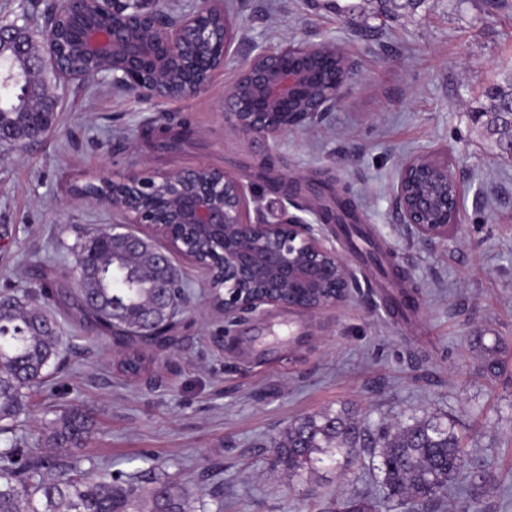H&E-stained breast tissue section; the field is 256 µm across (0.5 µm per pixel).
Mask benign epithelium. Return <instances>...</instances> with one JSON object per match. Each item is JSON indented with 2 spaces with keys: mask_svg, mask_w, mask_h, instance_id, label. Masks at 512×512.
<instances>
[{
  "mask_svg": "<svg viewBox=\"0 0 512 512\" xmlns=\"http://www.w3.org/2000/svg\"><path fill=\"white\" fill-rule=\"evenodd\" d=\"M74 0H60L73 24L72 48L91 62L112 61V69L88 72L63 69L67 80L104 78L149 102L183 99L205 90L214 73L224 68L236 36V23L220 0H200L191 14L173 22L144 7L141 0H84L86 9L72 13ZM352 77L344 52L332 42L286 44L260 52L242 64L224 103L225 123L246 137L276 139L296 128L311 126L340 100ZM112 193L91 196L111 207L123 223L137 224L138 233L123 239L125 248L141 250L153 236L167 247L155 253L164 273L160 287L172 276L171 255L181 254L205 273L207 293L224 290V320L269 306L316 315L341 306L354 287L355 273L345 257L323 235V213L306 209L309 217L283 212L274 221L251 219L252 185L239 175L208 166L118 178ZM162 189L167 219L151 221L122 188ZM401 222L425 241H444L457 227L460 196L455 171L436 152L405 160L394 187ZM180 226L208 231L222 256L215 267L207 256L175 240Z\"/></svg>",
  "mask_w": 512,
  "mask_h": 512,
  "instance_id": "benign-epithelium-1",
  "label": "benign epithelium"
}]
</instances>
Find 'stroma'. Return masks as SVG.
<instances>
[{
  "label": "stroma",
  "instance_id": "35a3bbf8",
  "mask_svg": "<svg viewBox=\"0 0 512 512\" xmlns=\"http://www.w3.org/2000/svg\"><path fill=\"white\" fill-rule=\"evenodd\" d=\"M238 26L236 52L205 91L143 102L109 81L48 78L58 101L52 129L23 146L0 144V294L38 291L51 277L70 345L50 383L30 398L18 435L39 433L62 410L93 421L83 456L145 483L154 463L206 502L207 512H338L374 505L376 470L320 465L291 477L271 470L272 439L295 421L347 409L371 425L430 413L455 425L472 453L442 512H512V164L474 121L485 89L512 62V0H223ZM57 0H0V26L37 33ZM331 41L352 78L321 122L273 144L231 132L224 100L241 64L288 42ZM185 127L179 150L145 141L150 122ZM432 150L463 190L461 222L428 242L402 224L393 196L400 164ZM308 180L296 206L356 197L372 256L340 225L323 234L358 286L339 308L312 316L282 307L227 324L204 291L203 271L172 261L191 293L167 346H144L147 368L121 373L117 346L94 341L72 318L71 246L119 212L84 197L101 174L214 166L245 176L252 209L267 219L285 201L256 163ZM418 308L402 314V292ZM501 340L506 367L487 379L480 344Z\"/></svg>",
  "mask_w": 512,
  "mask_h": 512
}]
</instances>
